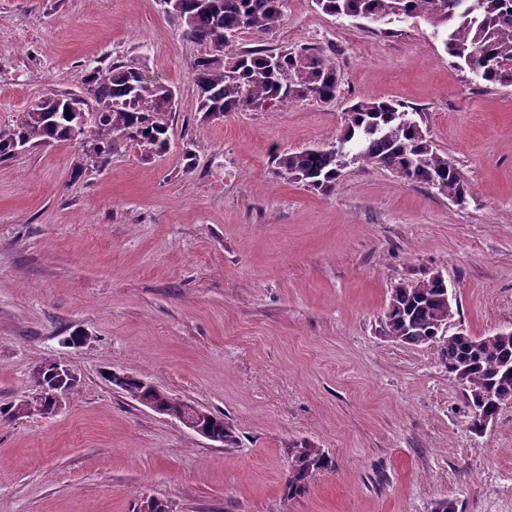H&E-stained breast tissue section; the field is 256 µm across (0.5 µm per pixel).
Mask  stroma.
I'll return each instance as SVG.
<instances>
[{
	"mask_svg": "<svg viewBox=\"0 0 512 512\" xmlns=\"http://www.w3.org/2000/svg\"><path fill=\"white\" fill-rule=\"evenodd\" d=\"M273 49L317 46L335 100L200 109L164 0H0V126L89 71L142 63L176 88L170 148L83 167L64 142L0 160V405L64 362L54 415L0 417V512H512V405L482 434L436 350L391 341L401 282L442 272L449 333L512 329V86L459 68L421 20L383 27L287 0ZM413 112L473 197L351 166L329 191L274 153L335 140L345 109ZM124 371L224 417L227 448L112 389ZM334 466L283 497L293 449Z\"/></svg>",
	"mask_w": 512,
	"mask_h": 512,
	"instance_id": "stroma-1",
	"label": "stroma"
}]
</instances>
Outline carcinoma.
<instances>
[{
    "mask_svg": "<svg viewBox=\"0 0 512 512\" xmlns=\"http://www.w3.org/2000/svg\"><path fill=\"white\" fill-rule=\"evenodd\" d=\"M327 14L348 17L393 16L420 18L445 35L448 54L482 81L512 86V0H471L461 8L457 0H316ZM183 33L203 47L194 62L200 91V110L208 115L272 109L303 100L331 101L339 89L336 66L316 47L275 51L261 45L279 28L285 0H166ZM260 45L237 46L241 33ZM81 93L48 97L18 114L0 128V159L26 147L55 142L78 143L92 149L104 163L134 145L147 156L170 146L168 115L175 89L164 79L149 76L143 67L114 63L96 68L81 80ZM279 175L317 190H329L350 165L391 169L406 179L437 190L463 206L471 189L448 157L439 154L419 123L401 105L356 102L343 113L336 140L326 147L276 154ZM448 284L436 271L424 278L401 282L391 289L382 319L387 336L407 345L433 347L448 374L464 389L470 423L512 404V332L485 338L446 335L453 310ZM57 382L55 363L47 361L33 374L27 403H11L5 414L24 416L48 402ZM109 383L130 396L151 397L139 378L120 373ZM213 435L224 447L237 446L234 428L213 417ZM332 461L320 448L292 452L286 499L304 495L314 477L330 469Z\"/></svg>",
    "mask_w": 512,
    "mask_h": 512,
    "instance_id": "1",
    "label": "carcinoma"
}]
</instances>
